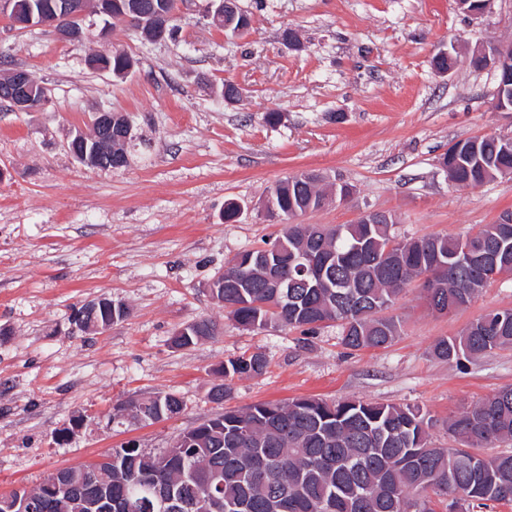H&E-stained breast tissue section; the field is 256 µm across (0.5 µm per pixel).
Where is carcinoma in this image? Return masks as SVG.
I'll return each mask as SVG.
<instances>
[{
	"label": "carcinoma",
	"mask_w": 512,
	"mask_h": 512,
	"mask_svg": "<svg viewBox=\"0 0 512 512\" xmlns=\"http://www.w3.org/2000/svg\"><path fill=\"white\" fill-rule=\"evenodd\" d=\"M478 160L457 166L452 179L470 187L512 171V151L500 136H485ZM275 211L267 216L282 233L265 246L243 251L224 266V280L240 275L249 288L218 290L217 303L246 329L275 321L314 336L325 323L338 328L340 344L355 351L385 348L400 336V320L388 314L399 295L423 280L427 306L439 314L472 301L490 283L483 273L489 245L499 263L512 265V233L486 224L466 235L470 257L461 258V239L429 236L399 239L388 223L293 224L291 215L323 207L327 193L319 175L291 176L270 190ZM281 271L279 288L266 287L265 266ZM127 309L83 310V329L97 330ZM201 319L173 336L179 348L216 335ZM512 348V309L480 315L454 336L439 339L435 358L460 363ZM264 354L224 363L226 378L261 375ZM154 414L179 413L171 394L143 401ZM431 419L410 404L361 400L327 402L299 397L260 402L224 412L185 430L171 448L156 454L129 444L112 449V463L91 477L84 468L57 471L59 494L34 488L36 512H95L105 498L109 512H445L448 495L460 489L457 512H493L512 506V451L493 455L480 447L512 442V387H504L448 422L453 448L429 439Z\"/></svg>",
	"instance_id": "1"
}]
</instances>
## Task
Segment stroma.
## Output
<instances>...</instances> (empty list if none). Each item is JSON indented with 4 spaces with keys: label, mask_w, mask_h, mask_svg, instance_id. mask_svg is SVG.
<instances>
[{
    "label": "stroma",
    "mask_w": 512,
    "mask_h": 512,
    "mask_svg": "<svg viewBox=\"0 0 512 512\" xmlns=\"http://www.w3.org/2000/svg\"><path fill=\"white\" fill-rule=\"evenodd\" d=\"M204 2L187 0L174 42L116 22L107 41L65 43L0 16V77L26 69L51 95L36 112L0 107V494L130 441L165 451L229 406L301 396L421 406L432 442L445 447L449 418L512 385V349L457 365L431 354L486 311L512 308V278L447 315L429 310L413 282L393 308L399 338L370 351L344 348L330 324L310 338L244 329L206 290L231 257L280 233L263 201L302 172L354 188L304 224H350L376 210L395 216L401 236L463 237L512 210V174L459 188L439 165L454 142L512 135V112L491 108L494 74L470 63L478 46L512 42V0H493L481 16L456 0H240L252 19L241 36L203 20ZM287 28L297 48L282 41ZM448 48L455 65L437 74L431 59ZM111 50L131 58L125 77L90 66ZM228 81L242 91L236 100L224 97ZM102 109L133 126L129 164L115 171L68 150ZM269 111L278 124L265 122ZM230 200L241 211L228 222ZM101 297L128 316L79 330L77 312ZM202 317L222 333L175 347L174 334ZM253 352L268 360L261 376L219 374ZM221 384L228 395L218 402ZM160 393L182 400V413L111 423L120 403Z\"/></svg>",
    "instance_id": "1"
}]
</instances>
